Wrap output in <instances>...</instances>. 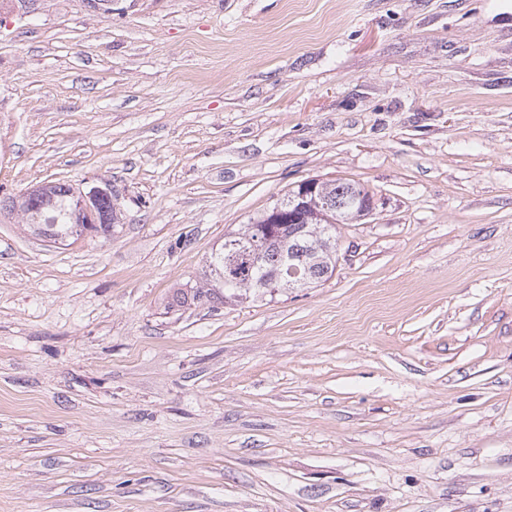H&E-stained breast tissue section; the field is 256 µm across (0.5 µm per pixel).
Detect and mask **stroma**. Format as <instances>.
I'll return each instance as SVG.
<instances>
[{"mask_svg": "<svg viewBox=\"0 0 512 512\" xmlns=\"http://www.w3.org/2000/svg\"><path fill=\"white\" fill-rule=\"evenodd\" d=\"M306 179L329 279L167 310ZM0 512H512V0H0ZM53 186L51 193L47 195ZM21 196V204L24 208L36 207L45 196L42 201V214L53 221V224H42L44 222L35 224L33 214H29L22 206H19L23 216H26V225L31 234L46 238L55 244L60 241L61 245H66L65 242L71 239L76 240L82 236L79 230L80 224H76L71 186L59 181L44 182ZM42 218L40 221H43ZM63 241L65 242L63 243ZM74 196L77 201L79 216L81 218L84 215L87 216L86 224H99V220L97 219V205L99 200L105 199L112 202V193L106 189H95L88 194L74 191Z\"/></svg>", "mask_w": 512, "mask_h": 512, "instance_id": "1", "label": "stroma"}]
</instances>
